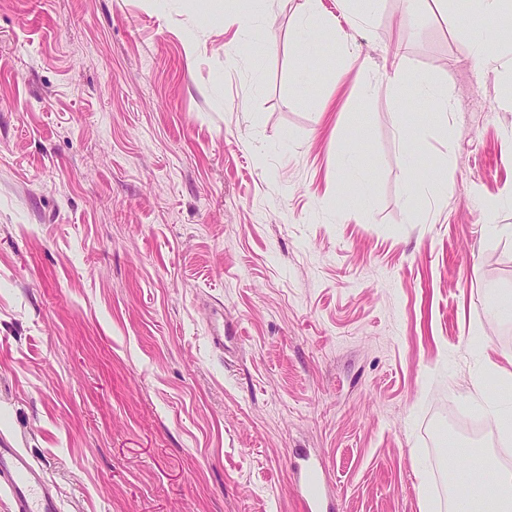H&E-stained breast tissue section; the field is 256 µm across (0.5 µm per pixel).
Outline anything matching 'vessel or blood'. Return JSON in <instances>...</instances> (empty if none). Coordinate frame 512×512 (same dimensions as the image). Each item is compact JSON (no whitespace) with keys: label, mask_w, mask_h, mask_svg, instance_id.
<instances>
[{"label":"vessel or blood","mask_w":512,"mask_h":512,"mask_svg":"<svg viewBox=\"0 0 512 512\" xmlns=\"http://www.w3.org/2000/svg\"><path fill=\"white\" fill-rule=\"evenodd\" d=\"M0 484L7 489L14 512H60L41 469L3 435L0 436ZM298 501L302 512H322V493L313 475L305 476Z\"/></svg>","instance_id":"vessel-or-blood-1"}]
</instances>
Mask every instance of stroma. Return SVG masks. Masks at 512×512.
Here are the masks:
<instances>
[{
	"label": "stroma",
	"instance_id": "obj_1",
	"mask_svg": "<svg viewBox=\"0 0 512 512\" xmlns=\"http://www.w3.org/2000/svg\"><path fill=\"white\" fill-rule=\"evenodd\" d=\"M301 2L258 59L225 0H0V433L61 512H301L305 454L333 512H448L452 408L512 457L467 397L512 402V28L315 0L305 60ZM335 41L336 32L323 27L314 38L297 44L296 53L302 58H313L320 54V50L324 43Z\"/></svg>",
	"mask_w": 512,
	"mask_h": 512
}]
</instances>
